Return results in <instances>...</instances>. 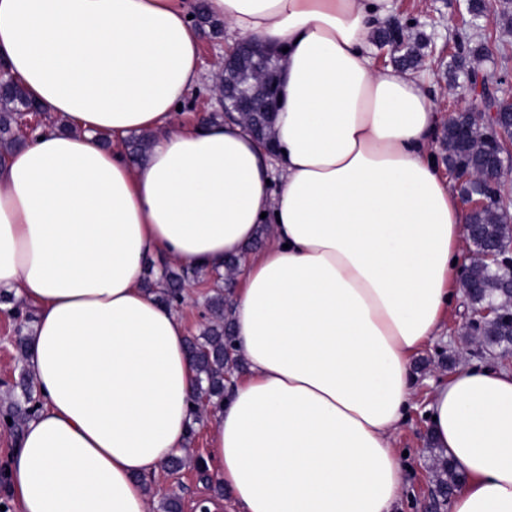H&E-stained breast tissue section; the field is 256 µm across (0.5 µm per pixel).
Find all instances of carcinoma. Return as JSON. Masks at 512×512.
<instances>
[{
    "label": "carcinoma",
    "mask_w": 512,
    "mask_h": 512,
    "mask_svg": "<svg viewBox=\"0 0 512 512\" xmlns=\"http://www.w3.org/2000/svg\"><path fill=\"white\" fill-rule=\"evenodd\" d=\"M195 25L207 29L215 36L223 34V22L212 17L205 5L198 6L194 15ZM378 43L393 50L396 65L417 68L425 60L430 39L421 32L408 31L403 22L392 20L377 35ZM489 55L486 41L469 42L454 57L452 78L461 73L466 80L475 84L487 82L496 74L479 75L471 62ZM282 57L277 52L256 42L249 48L241 49L235 56L233 66L224 75L217 77L214 88L223 89L229 85L238 93L250 96L257 106L255 112H242L236 116L241 123L261 142L272 144L273 126L279 112L278 81ZM43 107L33 100L22 84L14 77L5 76L0 83V158L4 159L17 147L25 143L19 132V120L24 112H41ZM442 143L447 152L448 165L471 172H482L490 161L491 144L488 129L461 112L448 123L442 134ZM469 223L478 225V233L470 239L473 258L461 280V288L473 307H481L498 298L500 274L484 260L485 253L503 241L512 239V217L497 206L486 207L470 213ZM242 257L224 259V271L209 272L210 290L203 297V331L188 339V352L196 372V384L191 400L192 414L199 418L202 408L216 407L224 400L227 386L226 375L240 371L244 364L233 346L230 300L234 276L237 274ZM146 287H159L158 300L168 308L178 305L184 296V288L199 278L202 271L191 265H182L174 270L162 268L154 273L153 266L147 267ZM12 315L17 320L19 336L17 347L20 359H25L28 349L26 324L31 315L16 306ZM487 353L502 359L512 356V334L500 321L489 320L478 327ZM19 392L0 409V421L13 434H20L29 419L37 412L35 384L31 373L24 368L17 383ZM462 475L456 471L448 457L441 454L436 462V493L448 496V490L458 486Z\"/></svg>",
    "instance_id": "cac0c4a2"
}]
</instances>
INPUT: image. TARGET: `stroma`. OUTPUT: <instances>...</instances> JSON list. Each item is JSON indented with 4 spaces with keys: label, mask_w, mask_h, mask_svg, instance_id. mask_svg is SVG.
I'll return each instance as SVG.
<instances>
[{
    "label": "stroma",
    "mask_w": 512,
    "mask_h": 512,
    "mask_svg": "<svg viewBox=\"0 0 512 512\" xmlns=\"http://www.w3.org/2000/svg\"><path fill=\"white\" fill-rule=\"evenodd\" d=\"M389 12L391 16L403 20L413 19L418 30L429 37L432 54L426 57L421 72L426 78V88L434 110L439 114V123L447 125L448 110L454 101L453 85L448 81V48L459 42L476 39L481 33L480 28L471 23L465 12L458 10L455 0H390ZM494 35L501 51L482 61L479 70L502 76V84L495 87L497 95L512 100V29L498 27ZM199 41L205 60L203 80L200 87L190 93L182 109L173 113L171 123L177 127L197 122V114L192 108L194 102L204 103L209 112L218 109L211 87L214 72L211 59L224 54V41L205 35L200 36ZM10 308V303L0 304V403L9 401L23 367L16 349L15 323L9 314ZM463 323L461 309L452 310L445 317L441 338L413 357L412 371L416 377L418 398H427L433 381L447 376L448 372L456 371L460 366L497 365L498 360L492 355L478 358L470 353ZM441 354L449 357L448 368H432L431 360ZM209 427L208 417H201L189 444L186 464L180 471L173 473L166 470L146 479L147 488L155 492L153 512H162L163 501L169 495L180 498L183 512H194L197 500L204 498L223 506L225 512H230L231 501L228 496L221 494L216 473H209L204 479L199 476L208 453L206 434ZM428 437L429 426L423 410L411 409L394 436L396 448L404 454L402 463L406 480V491L394 512H448L447 503L433 495L435 482L432 465L439 450L430 445Z\"/></svg>",
    "instance_id": "obj_1"
}]
</instances>
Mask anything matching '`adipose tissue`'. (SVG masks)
<instances>
[{"mask_svg":"<svg viewBox=\"0 0 512 512\" xmlns=\"http://www.w3.org/2000/svg\"><path fill=\"white\" fill-rule=\"evenodd\" d=\"M385 2L206 0L228 45L285 51L272 154L234 121L171 127L202 80L186 0H0V59L70 126L0 166V292L36 310L42 401L5 476L18 512H150L142 476L186 447L187 327L141 277L159 251L206 271L246 257L247 371L207 457L240 512H394L411 361L459 299L469 211L422 78L376 62ZM142 131L135 167L123 141ZM428 411L466 477L449 512H512V372L459 367Z\"/></svg>","mask_w":512,"mask_h":512,"instance_id":"obj_1","label":"adipose tissue"}]
</instances>
